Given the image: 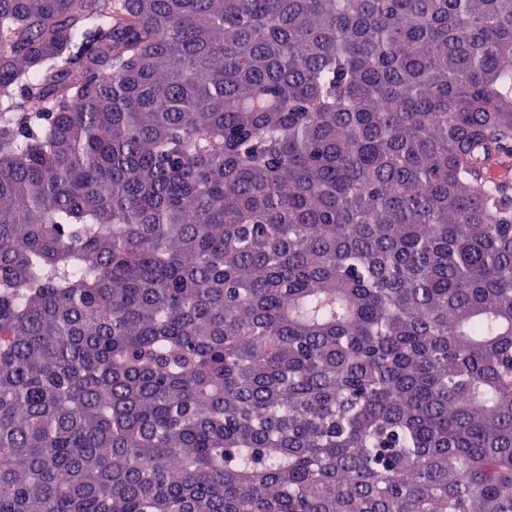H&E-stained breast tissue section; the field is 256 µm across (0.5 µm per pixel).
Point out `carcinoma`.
<instances>
[{
	"label": "carcinoma",
	"mask_w": 512,
	"mask_h": 512,
	"mask_svg": "<svg viewBox=\"0 0 512 512\" xmlns=\"http://www.w3.org/2000/svg\"><path fill=\"white\" fill-rule=\"evenodd\" d=\"M512 0H0V512H512Z\"/></svg>",
	"instance_id": "cac0c4a2"
}]
</instances>
